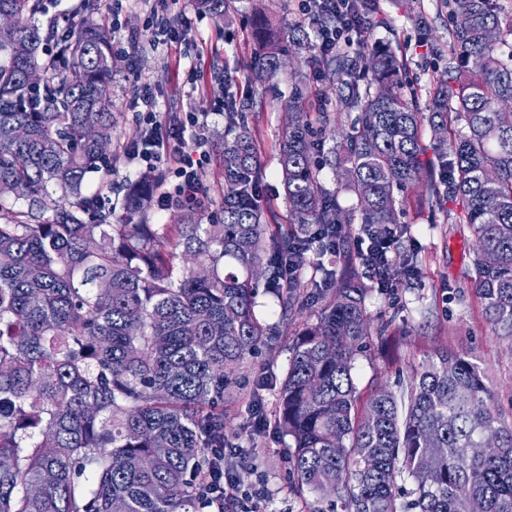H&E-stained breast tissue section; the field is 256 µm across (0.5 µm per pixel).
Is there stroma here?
<instances>
[{
	"mask_svg": "<svg viewBox=\"0 0 512 512\" xmlns=\"http://www.w3.org/2000/svg\"><path fill=\"white\" fill-rule=\"evenodd\" d=\"M255 4L265 10L274 29L309 26L306 0H237L231 22L220 26L199 13L193 0H178L169 10L154 7L153 0H102L101 14L113 29L114 53L128 51L136 58L135 68L119 60L112 71L114 216L122 215L126 190L145 172L124 150L139 136V112L132 101L147 84L163 120L180 122L190 110L207 113L205 136L212 160L201 175L202 204L197 216L203 224L218 222L224 197L218 153L227 124L223 113L212 109L218 94L215 79L228 64L236 66L241 76L250 77L249 23ZM448 11L447 0H376V10L364 24L365 36L349 34L344 51L352 56L375 45L400 50L408 64L410 84L419 94H426L451 64ZM156 25L183 30L177 48L154 41ZM311 56V51H300L277 76L253 80L250 87L255 99L263 103L262 109L250 115L262 166L259 192L282 215L287 214L288 204L279 170L284 117L279 97L289 93L298 77L325 94L328 83L310 66ZM406 195L410 204L395 226L394 252L414 256L418 271L412 279L397 281L390 288L368 287L364 307L370 319L369 335L353 370L357 394L364 401L381 388L399 390L436 350H462L483 367L503 412H511L512 345L492 333L473 290L474 231L465 221L462 202L444 195L428 198L415 187L408 188ZM361 232V224H351L335 254L310 255L303 269L305 281L319 279L313 268L317 261L332 274L327 287H335L337 278L343 276L364 277L356 248ZM255 306L280 335L244 361L232 377L230 397L224 400L225 443L244 450L243 455L230 459L234 475L244 488L262 486L268 512H327L326 497L294 491L286 464L291 438L270 429L258 430L249 404L253 386L262 384L264 410L274 413L279 383L288 368V345L303 321L314 319L319 305L308 301L301 315L285 318L275 298L262 289Z\"/></svg>",
	"mask_w": 512,
	"mask_h": 512,
	"instance_id": "obj_1",
	"label": "stroma"
}]
</instances>
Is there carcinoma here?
Instances as JSON below:
<instances>
[{
	"label": "carcinoma",
	"instance_id": "obj_1",
	"mask_svg": "<svg viewBox=\"0 0 512 512\" xmlns=\"http://www.w3.org/2000/svg\"><path fill=\"white\" fill-rule=\"evenodd\" d=\"M233 2L196 0L218 24ZM452 3L457 66L429 88L426 113L402 91L393 49L355 60L319 53V68L349 77L336 97L358 112L323 159L356 195L346 213L316 173L307 87L292 88L279 156L289 224L275 235L245 121L256 102L232 91L236 69L224 67L225 117L238 131L221 149L222 223H151L150 175L113 223L105 198L83 192L94 172L100 192H112L99 143H112L114 57L112 29L93 20L100 0H79L62 32L53 19L38 24L44 0H0L12 19L0 27V512H112L116 502L124 512H201L196 476L209 449L224 447L229 376L278 335L254 311L260 280L291 315L308 288L307 254L328 251L355 219L379 237L408 185L439 194L420 178L425 121L460 128L434 137V149L474 229L485 319L512 340V17L494 0ZM313 8V29L342 25ZM374 9L352 0L350 14L363 22ZM251 38L253 73L275 76L289 50L266 16H254ZM60 66V78L47 76ZM30 71L40 84L27 82ZM365 291L344 279L317 292V319L289 347L273 419L262 417L293 440L294 490L330 489L344 512H512V414L468 353L437 351L404 390L381 389L359 410L352 370L368 336ZM488 429L495 448L470 455Z\"/></svg>",
	"mask_w": 512,
	"mask_h": 512
}]
</instances>
